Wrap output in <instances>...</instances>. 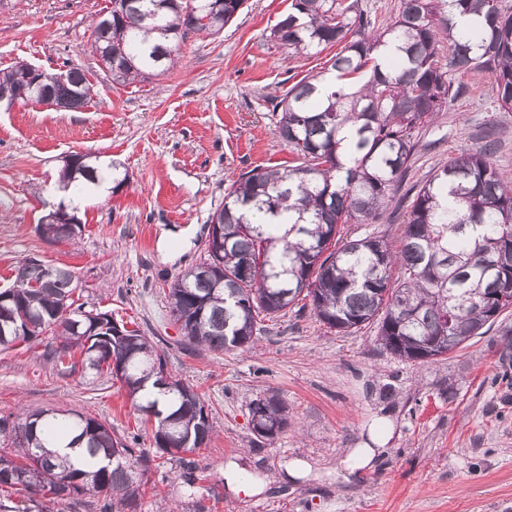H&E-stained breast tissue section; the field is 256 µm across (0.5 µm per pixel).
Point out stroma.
Wrapping results in <instances>:
<instances>
[{
	"instance_id": "obj_1",
	"label": "stroma",
	"mask_w": 512,
	"mask_h": 512,
	"mask_svg": "<svg viewBox=\"0 0 512 512\" xmlns=\"http://www.w3.org/2000/svg\"><path fill=\"white\" fill-rule=\"evenodd\" d=\"M291 0H246L219 34L189 35L180 62L127 86L90 50L111 0H0V69L28 62L84 70L89 102L76 110L19 103L0 109V289L28 258L68 266L80 302L140 330L171 376L193 387L213 425L206 448L154 468L138 512H512V387L498 382L503 324L429 362L383 351L377 330L330 331L309 309L261 323L253 345L186 349L167 303L170 284L205 255L207 223L239 174L288 166L267 100L327 72L336 47L288 56L270 38ZM464 93L422 134L406 178L424 182L451 154L496 139L494 165L512 173V111L488 74L459 75ZM92 154L122 183L77 213V243L40 237L62 158ZM53 336L0 350V416L73 410L105 423L138 451L156 452L119 381L43 359ZM287 404V428L256 438L250 407L267 391ZM384 424L390 438L367 465L356 451Z\"/></svg>"
}]
</instances>
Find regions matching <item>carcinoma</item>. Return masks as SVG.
<instances>
[{"label": "carcinoma", "mask_w": 512, "mask_h": 512, "mask_svg": "<svg viewBox=\"0 0 512 512\" xmlns=\"http://www.w3.org/2000/svg\"><path fill=\"white\" fill-rule=\"evenodd\" d=\"M245 0H112L93 27L92 51L112 44V82L158 75L180 54L191 32L217 34ZM207 17L212 21L205 24ZM358 0H291L271 37L294 54L340 47L331 57L329 92L320 79H302L270 99L279 113L275 131L294 154L281 169L255 168L240 176L224 205L210 216L220 225V247L169 288L170 313L190 348L213 351L254 343L257 325L307 302L330 330L347 333L372 323L384 349L424 361L425 345L439 340L446 355L483 334L497 316L484 304L499 288L512 289V178L491 162L485 145L448 158L409 204L400 237H358L355 224L382 223L409 168L419 131L460 93L455 75L490 74L499 107L512 109V12L499 0H400L396 20L383 31ZM395 46L398 60L380 70L376 52ZM371 73L358 91L345 79ZM21 68L0 71V89L23 83ZM90 86L78 68L24 103L83 107ZM352 127L351 135H342ZM101 169L64 168L59 183L76 201L96 184ZM39 236L71 241L66 225H36ZM11 287L0 290V323L16 320L21 335L0 334V348L61 338L50 352L59 366L79 354L82 372L120 382L142 415L153 413L160 457L207 447L213 432L205 404L191 386L153 377L166 367L150 339L135 330L112 335V315L75 304L78 280L66 266L27 259ZM124 363L118 373L112 359ZM252 427L273 439L288 427V407L275 393L253 401ZM68 438L75 458L54 444ZM0 486L33 494L25 512L89 495L122 512H137L138 490L148 484L154 459L133 458L130 445L103 423L76 412L39 410L0 416Z\"/></svg>", "instance_id": "1"}]
</instances>
